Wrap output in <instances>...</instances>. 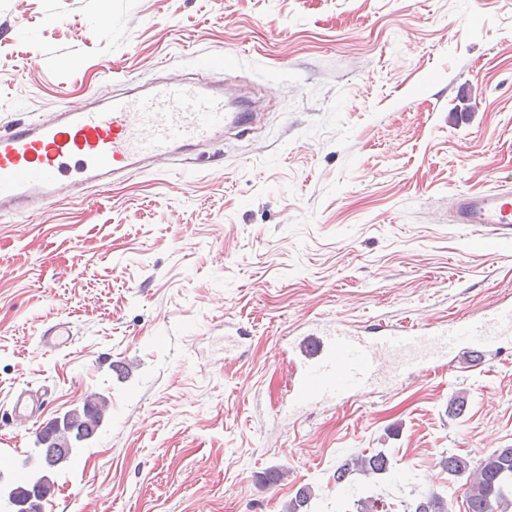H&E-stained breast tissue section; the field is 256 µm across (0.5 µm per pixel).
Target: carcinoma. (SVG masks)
<instances>
[{
    "label": "carcinoma",
    "mask_w": 512,
    "mask_h": 512,
    "mask_svg": "<svg viewBox=\"0 0 512 512\" xmlns=\"http://www.w3.org/2000/svg\"><path fill=\"white\" fill-rule=\"evenodd\" d=\"M109 407V401L99 393H91L84 405L73 409L62 418L64 429L58 430L51 422L48 430L53 435L51 444L43 450L42 462L51 471L70 460L76 443L90 438L99 428ZM448 474L468 475L466 489L467 512H509L512 508V448H498L480 458L476 464L457 454L450 453L443 460ZM389 471V460L384 452L358 454L337 466L334 473L336 484L349 481L353 474L370 477ZM355 497L357 512H386L382 497L368 495ZM313 492L308 487L298 489L288 502L286 512H309ZM411 512H448V504L439 496L422 493L409 505Z\"/></svg>",
    "instance_id": "obj_1"
}]
</instances>
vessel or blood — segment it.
I'll return each instance as SVG.
<instances>
[{"mask_svg":"<svg viewBox=\"0 0 512 512\" xmlns=\"http://www.w3.org/2000/svg\"><path fill=\"white\" fill-rule=\"evenodd\" d=\"M234 67L232 58L208 56L196 65L198 81L166 79L98 104L62 106L44 120L12 123L0 132V216L43 211L55 200L107 187L157 160H189L225 130L252 131L257 113L229 111L223 90L205 80L214 70ZM449 221L482 233L490 243L511 242L512 189L456 196ZM70 336L69 323L58 322L43 331L41 345L57 350ZM510 336L511 302L440 326L381 320L362 330L340 322L302 332L288 342L294 355L288 412L345 405L415 374L432 377L450 364L472 368L496 355ZM465 345L472 346L474 360H460Z\"/></svg>","mask_w":512,"mask_h":512,"instance_id":"obj_1","label":"vessel or blood"}]
</instances>
